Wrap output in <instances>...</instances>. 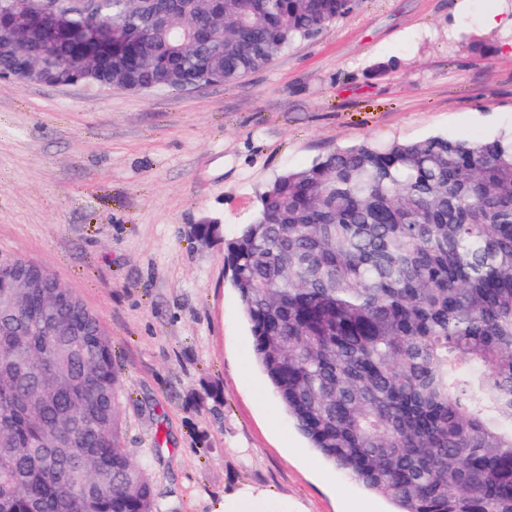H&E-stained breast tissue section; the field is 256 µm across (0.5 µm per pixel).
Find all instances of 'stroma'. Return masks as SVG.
<instances>
[{
    "label": "stroma",
    "instance_id": "1",
    "mask_svg": "<svg viewBox=\"0 0 512 512\" xmlns=\"http://www.w3.org/2000/svg\"><path fill=\"white\" fill-rule=\"evenodd\" d=\"M473 36L497 52L472 53ZM510 128L512 0H361L239 85L0 80V254L45 266L100 319L125 444L150 458L164 512H224L244 486L272 512H393L318 459L260 369L243 377L251 336L224 248L193 228L233 234L277 175L339 148Z\"/></svg>",
    "mask_w": 512,
    "mask_h": 512
}]
</instances>
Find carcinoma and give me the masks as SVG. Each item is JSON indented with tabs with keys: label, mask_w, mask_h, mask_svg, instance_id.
<instances>
[{
	"label": "carcinoma",
	"mask_w": 512,
	"mask_h": 512,
	"mask_svg": "<svg viewBox=\"0 0 512 512\" xmlns=\"http://www.w3.org/2000/svg\"><path fill=\"white\" fill-rule=\"evenodd\" d=\"M361 0H99L0 31V76L112 60L118 86L237 85ZM224 245L255 361L309 447L396 512H512V131L370 141L285 171ZM112 342L0 267V512H162Z\"/></svg>",
	"instance_id": "1"
}]
</instances>
